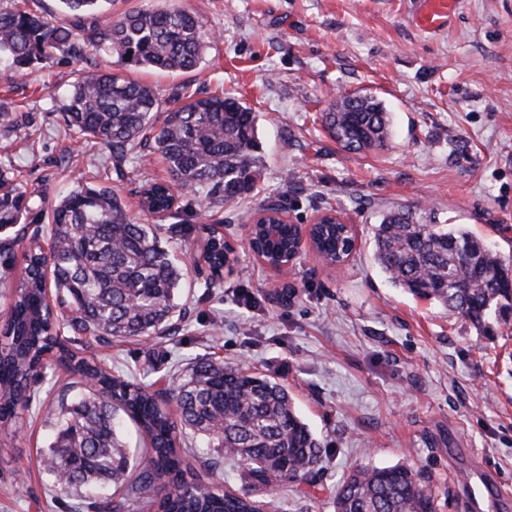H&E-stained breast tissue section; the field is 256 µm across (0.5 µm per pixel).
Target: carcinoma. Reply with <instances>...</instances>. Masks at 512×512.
I'll return each instance as SVG.
<instances>
[{"instance_id":"cac0c4a2","label":"carcinoma","mask_w":512,"mask_h":512,"mask_svg":"<svg viewBox=\"0 0 512 512\" xmlns=\"http://www.w3.org/2000/svg\"><path fill=\"white\" fill-rule=\"evenodd\" d=\"M59 2L79 19L112 5ZM206 38L199 17L175 4L70 27L17 4L0 10V79L10 81L56 51L82 61L102 50L123 68L192 71ZM320 117L348 153L379 150L391 136L388 113L372 96L343 95ZM63 120L118 162L134 152L164 162L168 179L145 188V216L169 209L180 191L204 210L218 207L250 193L264 167L258 117L240 97L193 92L166 103L152 86L120 73L82 72L70 84ZM30 210L15 171L1 167L0 267L20 259L23 274L0 329V432H15L30 381L46 369L48 356H58L84 385L73 396L64 390L50 411L55 434L42 462L55 491L84 490L94 512H124L131 498L143 512H267L270 488L316 483L321 442L275 379L207 358L154 390L78 357L59 339L61 330L98 340L175 332L183 272L158 225L131 216L114 189L78 180L51 210L46 251L38 234L17 229ZM427 213L433 209L387 212L374 234L375 260L395 287L434 300L481 330L492 314L512 308V261L462 226L425 219ZM316 236L329 260L347 257L336 247L335 225L318 224ZM50 280L71 312L64 322L46 301ZM125 417L149 439L139 454L124 441ZM186 434L201 440L195 456L204 464L238 460L247 489L190 473L178 446ZM333 504L335 512L439 507L425 478L404 465L355 470L336 487Z\"/></svg>"}]
</instances>
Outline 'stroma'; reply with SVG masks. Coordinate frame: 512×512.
<instances>
[{
	"instance_id": "1",
	"label": "stroma",
	"mask_w": 512,
	"mask_h": 512,
	"mask_svg": "<svg viewBox=\"0 0 512 512\" xmlns=\"http://www.w3.org/2000/svg\"><path fill=\"white\" fill-rule=\"evenodd\" d=\"M209 33L199 69L136 71L162 98L231 91L258 116L264 169L251 197L202 211L193 196L163 218L160 235L186 270L178 332L145 342L81 337L74 347L136 383L167 386L170 370L208 357L277 377L322 444L316 486L279 490L281 512H334L342 477L361 466L406 465L430 478L439 512H474L464 476L496 482L512 512V323L478 331L439 303L394 287L374 259V232L398 206L425 205L512 258V0H456L440 27L421 25L418 0H177ZM82 64L64 55L15 77L0 101V166L15 168L35 209L49 212L75 179L118 191L130 214L139 187L163 179L160 159L113 162L66 131L65 91ZM339 93L375 96L389 114L381 150L344 152L320 114ZM278 203L290 223L334 208L357 247L330 267L312 252L287 274L243 245V226ZM191 227L187 236L170 225ZM220 224L238 259L205 291L206 229ZM294 288L289 304L276 301ZM73 377L49 362L17 435L0 438V512H91L53 496L41 453L47 418Z\"/></svg>"
}]
</instances>
